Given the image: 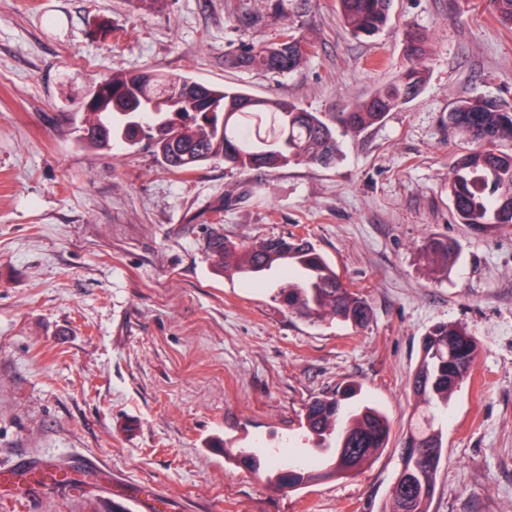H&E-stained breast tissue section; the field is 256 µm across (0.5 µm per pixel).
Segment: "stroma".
<instances>
[{
  "mask_svg": "<svg viewBox=\"0 0 512 512\" xmlns=\"http://www.w3.org/2000/svg\"><path fill=\"white\" fill-rule=\"evenodd\" d=\"M310 45L287 76L227 65L284 27ZM426 34L419 95L357 136L332 168L167 171L153 146L86 145L91 86L115 71L178 73L324 115L407 64ZM512 109V28L490 0H393L388 26L352 35L336 0H0V472L66 460L95 484L30 489L0 512H142L116 484L156 488L170 512H379L414 418L408 379L433 324L467 327L476 363L442 420L431 512H512V225L457 223L448 175L466 97ZM254 196H246L249 183ZM308 236L372 309L363 328L288 314L268 284L217 271L210 235ZM454 261L430 279L429 238ZM344 381L390 420L362 472L276 491L308 452L303 413Z\"/></svg>",
  "mask_w": 512,
  "mask_h": 512,
  "instance_id": "1",
  "label": "stroma"
}]
</instances>
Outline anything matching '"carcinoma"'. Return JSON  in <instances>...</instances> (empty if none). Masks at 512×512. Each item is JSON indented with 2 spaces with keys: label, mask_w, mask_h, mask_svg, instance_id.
Returning a JSON list of instances; mask_svg holds the SVG:
<instances>
[{
  "label": "carcinoma",
  "mask_w": 512,
  "mask_h": 512,
  "mask_svg": "<svg viewBox=\"0 0 512 512\" xmlns=\"http://www.w3.org/2000/svg\"><path fill=\"white\" fill-rule=\"evenodd\" d=\"M343 25L357 36L372 37L389 18L392 0H337ZM498 21L512 28V0H491ZM424 36H408L409 64L392 81L331 123L317 112L285 99L260 98L235 87H214L189 76L148 72L113 73L104 89L86 105L82 137L91 145L110 147L120 141L133 147L152 142L170 172L188 174L213 162L240 174L269 171L290 164L328 167L338 154L337 127L352 134L382 123L387 115L412 101L424 83L420 60ZM308 55L307 44L292 28L258 49L248 47L231 65L266 74L286 75ZM448 123L473 143L448 176V195L456 220L483 228L512 224V153L497 142L512 140V112L490 101L468 97L448 113ZM212 263L245 280L268 277L274 301L307 320L331 319L363 327L372 318L368 304L344 283L314 243L306 237L265 238L237 247L224 236L208 244ZM434 272L443 273L455 244L430 238L423 246ZM421 358L410 380L418 407L402 448V467L391 490L390 507L382 512H430L437 474L445 459L442 430L432 411L448 408V400L469 377L477 343L467 328L452 323L432 325L421 340ZM360 393L349 383L314 399L305 413L306 430L316 440L327 467L302 462L278 474L276 488L295 491L314 478L347 477L362 471L387 448L390 424L374 404L365 402L343 413V401Z\"/></svg>",
  "instance_id": "1"
}]
</instances>
